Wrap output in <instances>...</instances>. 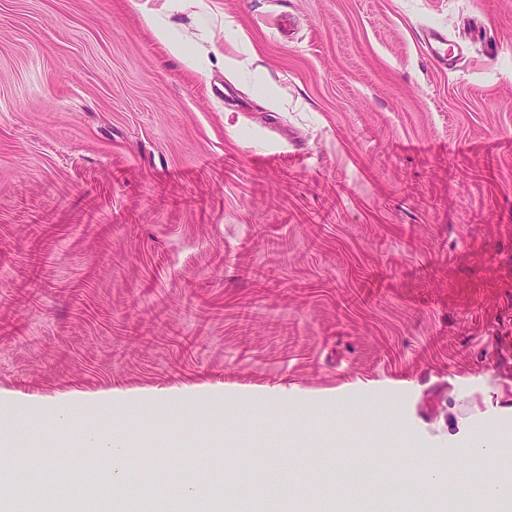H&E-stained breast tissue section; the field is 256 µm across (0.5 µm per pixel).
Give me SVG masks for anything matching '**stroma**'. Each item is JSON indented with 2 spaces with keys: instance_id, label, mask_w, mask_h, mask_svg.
Masks as SVG:
<instances>
[{
  "instance_id": "35a3bbf8",
  "label": "stroma",
  "mask_w": 512,
  "mask_h": 512,
  "mask_svg": "<svg viewBox=\"0 0 512 512\" xmlns=\"http://www.w3.org/2000/svg\"><path fill=\"white\" fill-rule=\"evenodd\" d=\"M75 397L262 512L512 430V0H0V500L95 456ZM162 9L147 10V19L150 24L155 38L174 55L180 56L182 43L177 41L169 28V26L160 17ZM423 41L433 63L440 68H448L455 62L453 48H448V36L437 28H430L423 33Z\"/></svg>"
}]
</instances>
